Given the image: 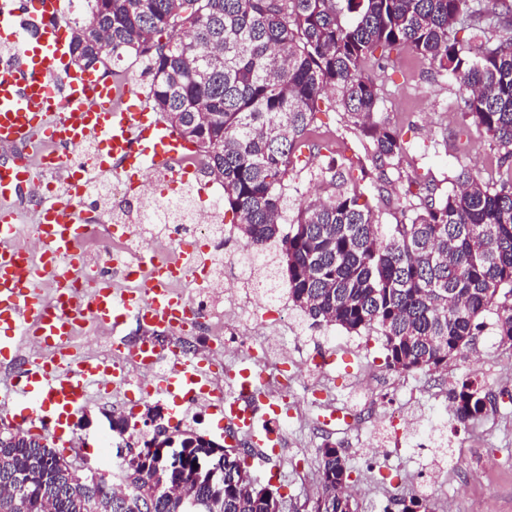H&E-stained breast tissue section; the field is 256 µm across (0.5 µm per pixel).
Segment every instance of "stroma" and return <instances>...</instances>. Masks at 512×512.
Here are the masks:
<instances>
[{
	"label": "stroma",
	"instance_id": "stroma-1",
	"mask_svg": "<svg viewBox=\"0 0 512 512\" xmlns=\"http://www.w3.org/2000/svg\"><path fill=\"white\" fill-rule=\"evenodd\" d=\"M371 76L383 94L379 118L399 132L408 148L400 170L388 173L390 196H404L426 177L445 192L461 170L480 176L498 170L501 153L489 136L465 122L464 99L454 80L404 51L393 52L389 64L373 69ZM318 126L319 136H332L328 148L336 159L347 158L357 166L366 163V140L347 126L341 113L320 115ZM493 323V316H486L483 330L447 368L403 372L395 384L383 386L379 408L395 418L383 471L367 464L375 444L372 425L357 429L342 424L325 432L319 408L304 404L289 406L272 430L273 438L287 440L283 452L267 460L262 449L252 448V477L282 495V512H295L296 506L316 496V453L330 442L347 451L359 512H383L394 490L415 492V477L423 472L434 475L425 495L439 512H512V404H498L465 429L455 428L448 409L450 389L465 376L512 393V349L499 346ZM293 327L285 342L289 355L297 360L325 355L328 364L321 382L336 406L364 407L365 393L356 383L366 371L384 367L380 336L357 335L334 325L312 328L298 318ZM91 396L92 403L69 418L70 424H77L86 412L93 420L79 433L83 448L74 453L61 447L57 453L82 471H109L116 461L103 458L99 446L101 436L109 432L108 397L96 389ZM126 402L128 420L141 434L152 433L146 418L157 411L163 413L162 424L169 432L189 429L218 443L225 439L218 416L200 410L192 422H185L183 411L169 408L164 400L143 398L136 385H127ZM461 457L468 467L464 473L456 465Z\"/></svg>",
	"mask_w": 512,
	"mask_h": 512
}]
</instances>
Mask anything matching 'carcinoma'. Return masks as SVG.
Instances as JSON below:
<instances>
[{
	"label": "carcinoma",
	"instance_id": "1",
	"mask_svg": "<svg viewBox=\"0 0 512 512\" xmlns=\"http://www.w3.org/2000/svg\"><path fill=\"white\" fill-rule=\"evenodd\" d=\"M73 23L87 35L71 43L78 68L125 60L148 77V104L204 158L224 184V207L246 225L253 262L266 269L267 298L288 300L307 320L383 337L386 366L437 371L448 366L496 315L499 345L512 348V166L483 179L461 172L448 192L423 181L419 192L385 204L383 223L362 197L384 200L387 169L407 147L373 122L379 89L369 75L405 50L464 90L465 120L512 156V0H79ZM340 110L368 139L377 175L329 158L319 169L326 195L293 199L302 149L317 114ZM492 390L466 377L449 393L453 419L466 426L488 410ZM175 444L184 456L173 481L159 486L152 467H121L136 490L110 512H279L262 488L210 485L193 462L218 444L191 431L158 427L144 441ZM322 512H345L351 472L344 449L317 451ZM13 479L0 512H47L45 482L65 490L54 512H82L103 487L75 482L56 452L0 435V475ZM399 512H437L425 497H395Z\"/></svg>",
	"mask_w": 512,
	"mask_h": 512
}]
</instances>
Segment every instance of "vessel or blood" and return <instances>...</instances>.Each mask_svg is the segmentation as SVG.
Masks as SVG:
<instances>
[{
    "label": "vessel or blood",
    "instance_id": "vessel-or-blood-1",
    "mask_svg": "<svg viewBox=\"0 0 512 512\" xmlns=\"http://www.w3.org/2000/svg\"><path fill=\"white\" fill-rule=\"evenodd\" d=\"M64 6L65 0H0V29L17 48L7 71L0 72V145L36 151L49 142L69 148L94 135L100 145L93 163L98 173L110 172L118 163L129 173L164 174L170 156L185 150L186 142L157 113L134 104V88L124 90L126 105L116 110L110 80L66 66L70 43L61 23ZM44 173L25 159L1 161L0 202L21 198ZM78 201V194L70 191L62 197L52 191L42 198L36 260L12 244L13 213H0V362H11L25 342L42 350L28 368L0 387V416L66 447L72 444L68 419L87 404L89 387L102 376L116 381L126 375L125 364L109 357L77 355V327L90 320L116 331L133 319L165 332L193 324L191 308L168 284L169 269L159 267L147 253L137 266L147 276L142 287L119 290L105 277L92 281L86 297L47 300L44 284L67 277L61 260L75 256L85 233ZM129 359L153 374L155 391L166 400L182 405L198 393H209L208 408L222 416L225 426L267 446L269 435L255 430L258 404L264 399L262 379L229 371L224 377L227 392L211 393L210 376L200 361L166 353L151 336L133 345Z\"/></svg>",
    "mask_w": 512,
    "mask_h": 512
}]
</instances>
